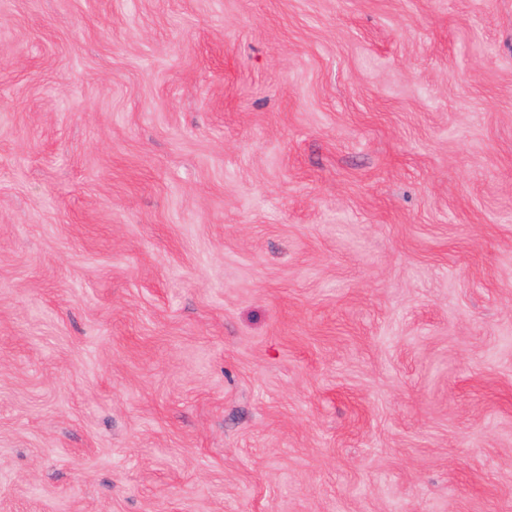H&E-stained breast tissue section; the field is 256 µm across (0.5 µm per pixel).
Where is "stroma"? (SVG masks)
<instances>
[{
  "mask_svg": "<svg viewBox=\"0 0 512 512\" xmlns=\"http://www.w3.org/2000/svg\"><path fill=\"white\" fill-rule=\"evenodd\" d=\"M0 512H512V0H0Z\"/></svg>",
  "mask_w": 512,
  "mask_h": 512,
  "instance_id": "1",
  "label": "stroma"
}]
</instances>
